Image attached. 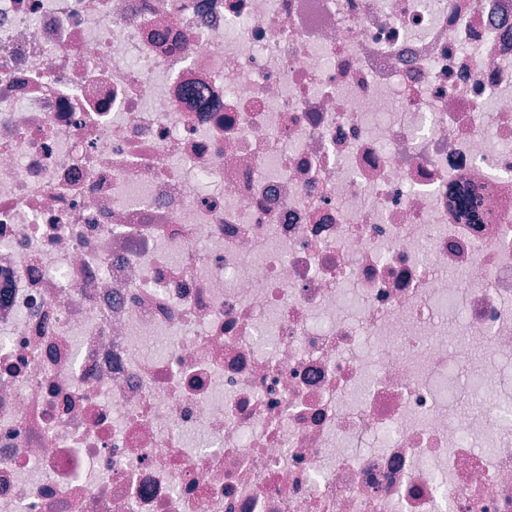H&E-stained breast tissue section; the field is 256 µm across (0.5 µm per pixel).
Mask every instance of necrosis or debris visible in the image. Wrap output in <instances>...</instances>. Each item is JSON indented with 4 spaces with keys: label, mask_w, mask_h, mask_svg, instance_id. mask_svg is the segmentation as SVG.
<instances>
[{
    "label": "necrosis or debris",
    "mask_w": 512,
    "mask_h": 512,
    "mask_svg": "<svg viewBox=\"0 0 512 512\" xmlns=\"http://www.w3.org/2000/svg\"><path fill=\"white\" fill-rule=\"evenodd\" d=\"M509 404L512 0H0V512H512Z\"/></svg>",
    "instance_id": "4bbe7bcc"
}]
</instances>
